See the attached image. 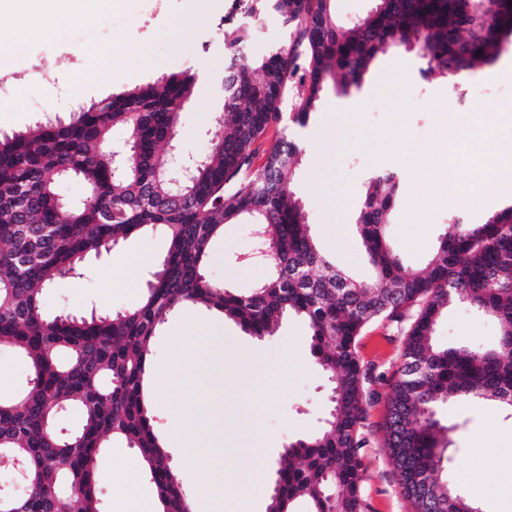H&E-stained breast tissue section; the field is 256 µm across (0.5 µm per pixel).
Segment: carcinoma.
<instances>
[{
  "label": "carcinoma",
  "instance_id": "carcinoma-1",
  "mask_svg": "<svg viewBox=\"0 0 512 512\" xmlns=\"http://www.w3.org/2000/svg\"><path fill=\"white\" fill-rule=\"evenodd\" d=\"M333 0H235L232 10L280 18L291 41L254 59L252 32L224 28V126L174 185L169 135L193 95L195 76L171 74L114 93L68 118L46 116L25 130L0 134V348L22 356L28 387L0 399V455L23 465L21 495L0 493V512H52L62 494L80 492L79 512H104L97 458L110 437L137 449L141 473L154 483L162 512H185L181 482L167 464L144 404L148 344L179 304H202L261 341L286 319H302L316 365L330 383V411L313 434L283 449L275 464L277 493L266 512H368L361 454L370 407H386L383 447L398 486L417 477L436 490L439 512H480L477 498L441 478L450 433L439 409L448 397L496 403L512 418V206L481 224L458 215L423 270L406 265L386 224L402 190L388 170L368 177L355 227L372 277L360 280L336 264L310 233L297 197L295 169L304 152L288 131L309 125L332 86L359 90L377 53L417 48L424 80H456L491 65L512 42L508 0H371L343 22ZM293 95L292 112L283 103ZM283 127L265 150L262 138ZM121 129L129 163L112 174L108 143ZM86 185L78 204L63 184ZM246 219L271 253L267 276L247 292L206 275L224 225ZM161 229L167 253L134 307L89 315L50 316L44 293L79 278L85 261L139 231ZM466 306L499 324L485 346L439 342L448 308ZM407 325L401 360L384 393L370 389L372 369L359 354L371 324ZM69 408L81 415L67 436L56 430Z\"/></svg>",
  "mask_w": 512,
  "mask_h": 512
}]
</instances>
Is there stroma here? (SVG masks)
<instances>
[{
	"label": "stroma",
	"mask_w": 512,
	"mask_h": 512,
	"mask_svg": "<svg viewBox=\"0 0 512 512\" xmlns=\"http://www.w3.org/2000/svg\"><path fill=\"white\" fill-rule=\"evenodd\" d=\"M26 7L24 0H0V48L12 52V66L0 72L7 92L0 96V132L25 130L45 116H68L78 104L98 101L158 77L188 71L196 76L194 94L180 115L178 140L185 154L200 156L211 146L224 121V17L229 0H132L130 7L96 15L72 28L67 41L31 38L15 42L12 29ZM199 13L181 37L162 36L175 16ZM111 53L117 63L111 85L71 91L73 73L85 67V46ZM423 63L411 51L379 53L362 88L351 97L327 91L322 109L304 132L305 152L295 175L310 231L324 252L355 275H368L356 234L354 214L373 170L390 168L403 181L401 199L389 216L388 237L406 263L424 268L438 237L448 225V207L425 215L413 203L418 189L413 171L419 151L447 135L456 90L453 82L423 81ZM38 68L52 70L57 87L28 83ZM419 145L408 152V142ZM252 227L228 224L212 244L206 271L219 282L245 292L268 273L255 258ZM167 250L157 230L131 236L110 252L91 258L81 278L67 280L43 297L47 314L85 313L134 307ZM134 264L132 275L113 280L114 271ZM497 334L492 318L472 317L464 308L449 309L440 322L441 342L491 344ZM196 349L201 366L224 384L223 400L207 390L193 398L194 413L184 444L166 441L169 403L157 382L149 384V406L167 462L184 474L185 448L197 449L192 462L208 492L193 500L194 512H211L222 497L234 512L238 490L251 493V512H265L273 487V463L285 444L318 430L329 407V382L315 365L306 328L297 319L284 322L274 335L256 341L223 315L203 305L177 306L149 344L148 367L171 364L180 346ZM396 329L370 325L360 354L373 369L372 387L385 391L400 361ZM224 416V445L210 448L205 431L214 412ZM455 430L448 453L449 484L478 493L482 512H512V420L491 405L474 406L451 398L445 409ZM383 406L371 408L369 443L362 454L367 468L364 496L371 512H412L398 490L394 469L381 445Z\"/></svg>",
	"instance_id": "stroma-1"
}]
</instances>
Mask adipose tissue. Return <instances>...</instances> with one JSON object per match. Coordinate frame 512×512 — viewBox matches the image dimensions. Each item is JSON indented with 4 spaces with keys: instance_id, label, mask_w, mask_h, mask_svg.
I'll list each match as a JSON object with an SVG mask.
<instances>
[{
    "instance_id": "ef3b65f1",
    "label": "adipose tissue",
    "mask_w": 512,
    "mask_h": 512,
    "mask_svg": "<svg viewBox=\"0 0 512 512\" xmlns=\"http://www.w3.org/2000/svg\"><path fill=\"white\" fill-rule=\"evenodd\" d=\"M81 19L80 14L61 12L49 16L40 11L25 16L17 33L19 37L49 36L62 39L64 33ZM490 133L496 143L495 152H488L484 143L472 141L463 124H456L452 135L438 140L432 151L422 154L414 171L417 184H424L433 171L448 178V191L434 199H426L427 209L452 206L468 209L483 201L488 192H495L504 202H512V119L499 115L489 118ZM176 376L171 382L173 392L181 399L169 413V437L182 442L192 406L188 399L201 386L213 394L223 391L217 383H203L195 353L180 349L174 358Z\"/></svg>"
}]
</instances>
